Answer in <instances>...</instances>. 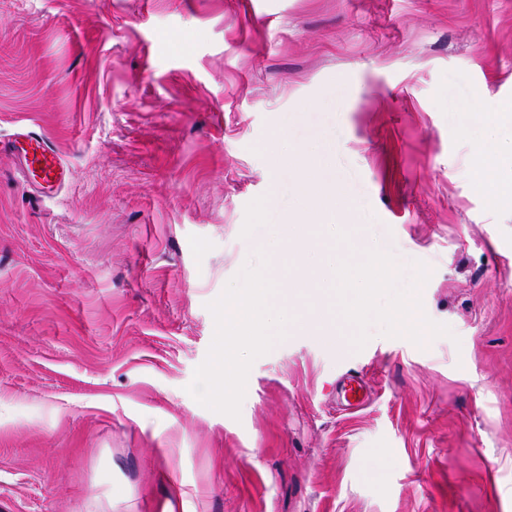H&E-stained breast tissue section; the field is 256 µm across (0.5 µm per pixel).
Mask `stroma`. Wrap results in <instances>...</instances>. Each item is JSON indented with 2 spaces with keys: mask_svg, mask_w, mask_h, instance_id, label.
Listing matches in <instances>:
<instances>
[{
  "mask_svg": "<svg viewBox=\"0 0 512 512\" xmlns=\"http://www.w3.org/2000/svg\"><path fill=\"white\" fill-rule=\"evenodd\" d=\"M504 102L512 0H0V139L69 168L0 153V512H512ZM260 277L247 391L202 400ZM13 148L23 159V173L28 172L31 185L41 193L58 191L67 180V167L49 140L30 127L17 129L0 149ZM260 293L240 292L225 299V323L231 328L227 336L250 329L259 318ZM393 322L398 330L424 335V326L417 317L413 303H409L403 310L396 313Z\"/></svg>",
  "mask_w": 512,
  "mask_h": 512,
  "instance_id": "1",
  "label": "stroma"
}]
</instances>
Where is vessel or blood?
<instances>
[{"label": "vessel or blood", "instance_id": "obj_1", "mask_svg": "<svg viewBox=\"0 0 512 512\" xmlns=\"http://www.w3.org/2000/svg\"><path fill=\"white\" fill-rule=\"evenodd\" d=\"M4 146L22 157L30 183L39 192H55L65 184L67 167L42 133L30 127L19 128Z\"/></svg>", "mask_w": 512, "mask_h": 512}]
</instances>
